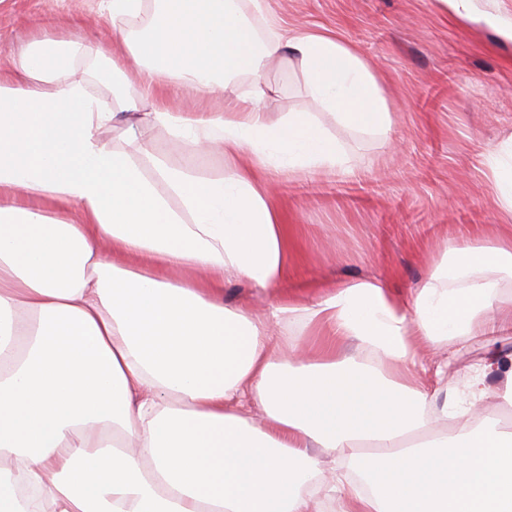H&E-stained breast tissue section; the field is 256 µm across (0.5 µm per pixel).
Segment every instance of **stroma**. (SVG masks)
<instances>
[{"label":"stroma","mask_w":512,"mask_h":512,"mask_svg":"<svg viewBox=\"0 0 512 512\" xmlns=\"http://www.w3.org/2000/svg\"><path fill=\"white\" fill-rule=\"evenodd\" d=\"M245 11L281 34L327 32L353 45L378 74L394 113L389 135L360 131L314 107L305 75L291 59L265 72L271 118L309 112L347 159L346 168L288 176L269 172L274 200L293 243L288 285L317 299L318 284L376 278L402 299L434 272L443 240L488 241L507 226L488 177L487 159L512 138V0H471L467 17L435 0H263ZM83 21L92 42L119 39L101 0H0V69L32 37L67 34ZM145 147L170 165L192 162L217 177L222 156L188 157L161 127ZM489 349L473 342L451 359L420 353L406 384L461 386Z\"/></svg>","instance_id":"1"}]
</instances>
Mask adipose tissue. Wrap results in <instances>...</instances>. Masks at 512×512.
Listing matches in <instances>:
<instances>
[{"mask_svg":"<svg viewBox=\"0 0 512 512\" xmlns=\"http://www.w3.org/2000/svg\"><path fill=\"white\" fill-rule=\"evenodd\" d=\"M102 2L120 46L45 34L0 73V512H512V431L473 417L489 376L512 398V356L478 362L441 401L394 378L418 349L512 331L500 282L512 239L446 246L407 302L358 279L305 303L286 287L288 227L267 170L346 159L310 113L269 118L263 73L292 55L317 105L384 135L376 73L328 35L259 34L240 0ZM243 74L249 98L234 88ZM170 79L229 107L152 102ZM145 123L234 166L202 178L101 138L134 143ZM488 172L512 212V139ZM228 277L275 303L226 306ZM297 318L316 340L306 356L283 332ZM348 340L375 362L340 351ZM451 417L459 428L441 431ZM326 454L356 461L361 482L326 473Z\"/></svg>","mask_w":512,"mask_h":512,"instance_id":"ef3b65f1","label":"adipose tissue"}]
</instances>
